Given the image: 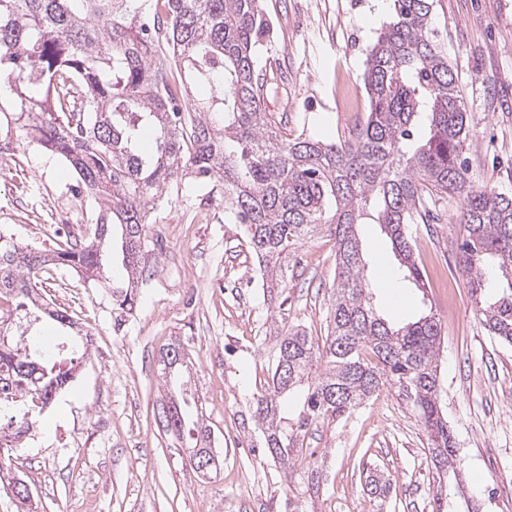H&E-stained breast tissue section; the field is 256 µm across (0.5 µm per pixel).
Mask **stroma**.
<instances>
[{"label": "stroma", "mask_w": 512, "mask_h": 512, "mask_svg": "<svg viewBox=\"0 0 512 512\" xmlns=\"http://www.w3.org/2000/svg\"><path fill=\"white\" fill-rule=\"evenodd\" d=\"M270 27L257 48L260 72L278 91L266 107L289 130L350 139L369 110L367 55L393 19L391 0H261ZM432 21L471 128L462 157L475 184L512 194V0H434ZM20 146L0 165V238L51 250L70 224H92L95 206L60 157L14 130ZM460 202L443 197L430 223L410 227L426 285L405 282L379 225L357 230L380 314L395 325L434 313L441 410L458 448L463 489L448 512H512V344L477 314L459 264ZM154 238L138 306L114 327L111 292L64 272L44 281L48 298L88 331L76 380L11 452L31 490L21 504L0 487V512H280L289 479L258 454L262 435L242 428L274 353L276 336L323 330L335 280L333 240L301 241L284 290L264 296L241 225L224 211V186L183 179L150 213ZM178 341L191 360L187 390L214 431L223 464L196 473L188 439L167 431L170 389L159 351ZM305 448L322 472L306 512H433L438 478L412 403L385 387L349 418L311 427ZM389 479L370 498L367 469Z\"/></svg>", "instance_id": "35a3bbf8"}]
</instances>
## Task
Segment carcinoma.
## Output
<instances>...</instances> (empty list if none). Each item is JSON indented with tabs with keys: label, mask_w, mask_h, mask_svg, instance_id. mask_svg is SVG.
I'll return each instance as SVG.
<instances>
[{
	"label": "carcinoma",
	"mask_w": 512,
	"mask_h": 512,
	"mask_svg": "<svg viewBox=\"0 0 512 512\" xmlns=\"http://www.w3.org/2000/svg\"><path fill=\"white\" fill-rule=\"evenodd\" d=\"M132 2L0 0V128H23L65 159L97 211L93 236L83 242L66 237L50 253L0 245V314L20 309L28 325L46 316L82 335L72 316L45 303L38 285L64 270L99 276L116 228L128 283L112 287V312L118 321L132 314L151 203L186 172L217 179L267 292L286 283L288 258L303 239L326 231L336 246L326 334L286 330L256 385L250 418L264 436L263 455L318 488V466L303 456L310 427L350 416L394 383L417 412L434 469L448 473L457 448L439 402L442 325L428 314L394 326L378 313L356 233L358 224L379 225L404 279L423 288L408 227L429 222L432 196L458 197L460 265L477 314L512 343V197L467 177L460 154L470 129L432 23L433 0H393L397 21L378 34L366 60L370 112L343 143L296 136L266 110L271 83L255 59L268 26L259 0H156L150 24ZM161 35L173 71L159 58ZM196 88L207 96L190 95ZM180 97L187 98L183 111ZM32 114L39 121L25 123ZM421 127L427 136L419 141ZM148 131L153 153L141 149ZM489 264L504 281L495 296L486 292ZM78 350L72 342L49 354L24 343V333L0 328V409L11 411L0 442L17 446L30 435L34 413L73 381ZM159 357L166 370L187 366L176 340ZM190 408L184 396L172 400L167 427L189 435L191 467L204 451L216 471L211 428ZM365 485L372 498L389 491L371 471Z\"/></svg>",
	"instance_id": "obj_1"
}]
</instances>
